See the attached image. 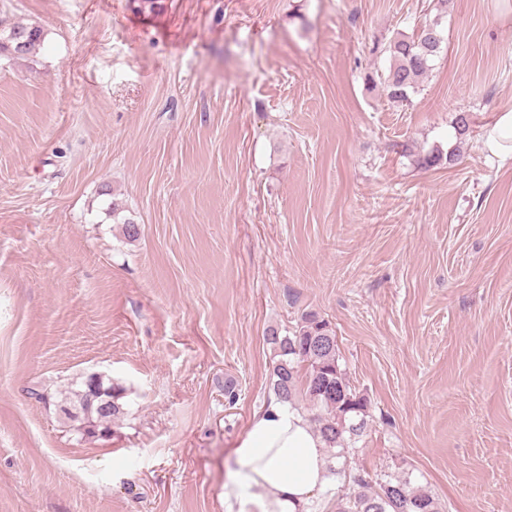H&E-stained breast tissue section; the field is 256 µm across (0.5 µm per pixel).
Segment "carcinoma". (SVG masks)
<instances>
[{
	"label": "carcinoma",
	"mask_w": 512,
	"mask_h": 512,
	"mask_svg": "<svg viewBox=\"0 0 512 512\" xmlns=\"http://www.w3.org/2000/svg\"><path fill=\"white\" fill-rule=\"evenodd\" d=\"M44 31L36 24L18 21L0 31V57L26 60L37 54ZM444 36L436 20L424 22L411 38H395L384 47L389 68L382 77L383 91L394 103H407L418 92L419 79L431 70L442 52ZM471 115L459 112L453 121L456 143L448 151L454 160L470 133ZM124 207L112 195V220L123 225V234L138 239L141 229L122 215ZM275 361L270 390L283 405L297 406V398L307 402L311 421L326 443L331 458H348L367 425V399L351 387L346 369L339 363L336 336L329 323L314 314L305 316L285 336L273 330L268 336ZM125 389L103 376L88 373L70 388L59 404L63 415L77 423L88 438H107L112 421L124 415ZM350 491L336 499V512H441L438 500L426 489L410 488V481L393 473L371 482L362 473L350 475Z\"/></svg>",
	"instance_id": "1"
}]
</instances>
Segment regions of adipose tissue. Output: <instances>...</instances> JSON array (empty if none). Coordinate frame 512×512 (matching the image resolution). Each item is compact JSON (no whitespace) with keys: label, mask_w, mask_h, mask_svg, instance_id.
Here are the masks:
<instances>
[{"label":"adipose tissue","mask_w":512,"mask_h":512,"mask_svg":"<svg viewBox=\"0 0 512 512\" xmlns=\"http://www.w3.org/2000/svg\"><path fill=\"white\" fill-rule=\"evenodd\" d=\"M234 455L227 512H310L332 480L326 444L307 413L274 399L254 414Z\"/></svg>","instance_id":"ef3b65f1"}]
</instances>
